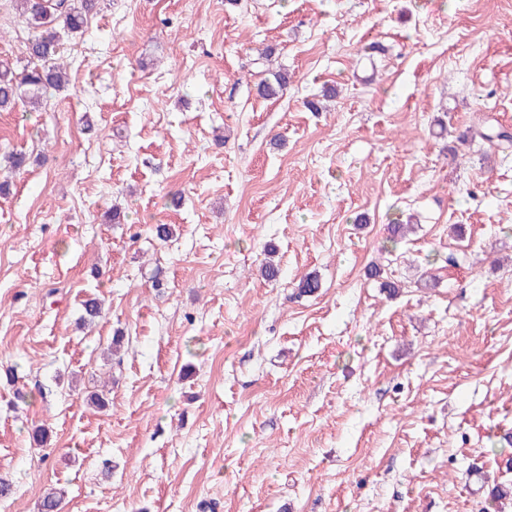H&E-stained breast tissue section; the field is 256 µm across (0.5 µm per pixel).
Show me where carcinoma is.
<instances>
[{
    "label": "carcinoma",
    "mask_w": 512,
    "mask_h": 512,
    "mask_svg": "<svg viewBox=\"0 0 512 512\" xmlns=\"http://www.w3.org/2000/svg\"><path fill=\"white\" fill-rule=\"evenodd\" d=\"M98 0H10L15 14L28 30L23 42L28 65L17 73L13 65L0 60V109L14 106L16 100H40L48 90L63 88L68 80L66 67L57 63L61 53L60 31L78 32ZM286 76L279 74L265 81L260 92L276 97L286 90ZM488 142L511 141L512 133L503 127L488 126L477 132Z\"/></svg>",
    "instance_id": "cac0c4a2"
}]
</instances>
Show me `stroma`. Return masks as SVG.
Here are the masks:
<instances>
[{
    "label": "stroma",
    "mask_w": 512,
    "mask_h": 512,
    "mask_svg": "<svg viewBox=\"0 0 512 512\" xmlns=\"http://www.w3.org/2000/svg\"><path fill=\"white\" fill-rule=\"evenodd\" d=\"M61 39L68 88L0 112V512H512V142L474 134L512 0H99Z\"/></svg>",
    "instance_id": "stroma-1"
}]
</instances>
